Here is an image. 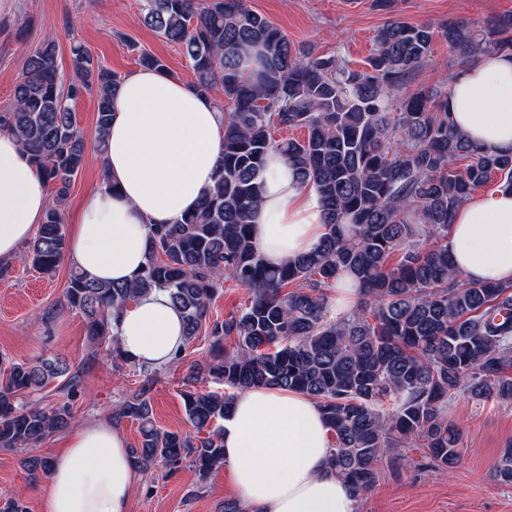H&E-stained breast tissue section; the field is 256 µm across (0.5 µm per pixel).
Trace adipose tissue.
Segmentation results:
<instances>
[{
	"label": "adipose tissue",
	"mask_w": 512,
	"mask_h": 512,
	"mask_svg": "<svg viewBox=\"0 0 512 512\" xmlns=\"http://www.w3.org/2000/svg\"><path fill=\"white\" fill-rule=\"evenodd\" d=\"M448 110L479 147L512 152V53L486 52L453 73ZM224 114L190 84L142 68L125 77L106 136L105 179L79 202L68 255L90 278L134 279L145 261L150 225L174 224L210 186L223 149ZM256 250L277 266L316 249L324 210L271 151L262 172ZM48 186L14 138L0 134V262L34 235ZM448 250L462 282L512 283V189L473 193L456 210ZM121 351L139 364L167 365L184 344L180 312L160 291L112 319ZM224 466L243 512H356V495L327 464L332 430L306 394L256 387L237 392L222 424ZM139 472L111 422L74 427L53 458L41 512H131Z\"/></svg>",
	"instance_id": "adipose-tissue-1"
}]
</instances>
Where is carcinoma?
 <instances>
[{"label": "carcinoma", "mask_w": 512, "mask_h": 512, "mask_svg": "<svg viewBox=\"0 0 512 512\" xmlns=\"http://www.w3.org/2000/svg\"><path fill=\"white\" fill-rule=\"evenodd\" d=\"M144 24L181 47L192 86L225 112L224 152L198 208L177 224H153L145 264L125 284L101 283L72 268L62 307L81 313L92 343L106 344L112 366L139 370L140 387L115 404L112 419L138 423L135 466L172 472L190 462L201 478L224 465L221 425L233 396L252 387L316 398L335 436L328 465L355 493L372 487L385 458L409 463L405 450L426 448L445 469L460 461L448 424V399L512 402V284H461L448 253L459 204L492 178L512 187V154L484 150L457 131L447 92L421 89L395 99L425 64L434 31L387 21L375 36L368 68L295 47L245 0H144ZM462 62L512 51V13L477 30L464 21L440 28ZM56 38L29 55L12 100L0 108V132L12 135L51 189L53 200L25 247L34 270L51 276L66 251L62 206L83 167L85 137L73 103L96 93V139L104 134L122 77L71 46L75 77L61 79ZM301 139L275 141L274 128ZM279 151L325 207L318 250L269 267L254 249L251 226L262 195L268 152ZM354 278L359 304L327 318L328 291ZM247 288L250 303L224 321L209 308L224 279ZM183 315L185 345L212 337L204 359L185 375L189 432L159 428L149 393L155 371L131 361L112 334V312L152 291ZM234 344L226 345V340ZM0 450L21 454L35 485L51 472L41 444L72 427L70 403L23 406L18 395L64 378L81 383L60 356L21 362L0 358ZM224 391L198 389L203 377ZM512 482V448L493 470Z\"/></svg>", "instance_id": "cac0c4a2"}]
</instances>
